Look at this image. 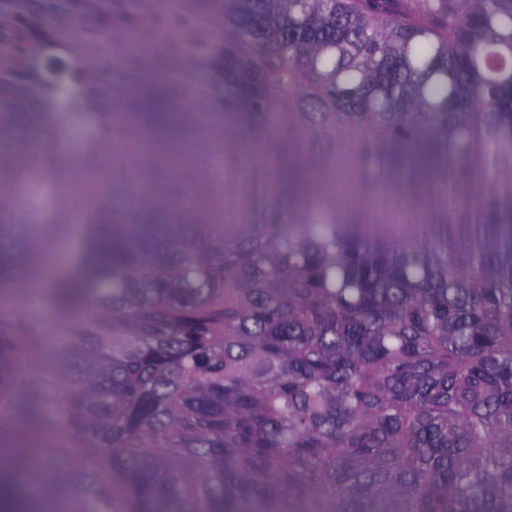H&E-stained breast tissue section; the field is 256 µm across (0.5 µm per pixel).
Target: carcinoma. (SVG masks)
Instances as JSON below:
<instances>
[{"instance_id": "obj_1", "label": "carcinoma", "mask_w": 512, "mask_h": 512, "mask_svg": "<svg viewBox=\"0 0 512 512\" xmlns=\"http://www.w3.org/2000/svg\"><path fill=\"white\" fill-rule=\"evenodd\" d=\"M0 0V142L48 112L89 158L124 127L132 87L112 59L150 27L167 94L135 140L181 148L190 125L252 115L288 144V200L265 196L271 155L231 163L253 190L243 224L86 217L110 260L81 250L56 307L89 313L63 362L22 370L41 343L0 310V404L90 453L75 474L39 456L43 494L0 480V512H512V0ZM205 75L224 113L172 112L173 64ZM66 72L61 91L50 68ZM61 172L19 154L13 181ZM73 183L54 200L69 220ZM412 211L397 223L405 202ZM33 232L0 205V290L41 275Z\"/></svg>"}]
</instances>
